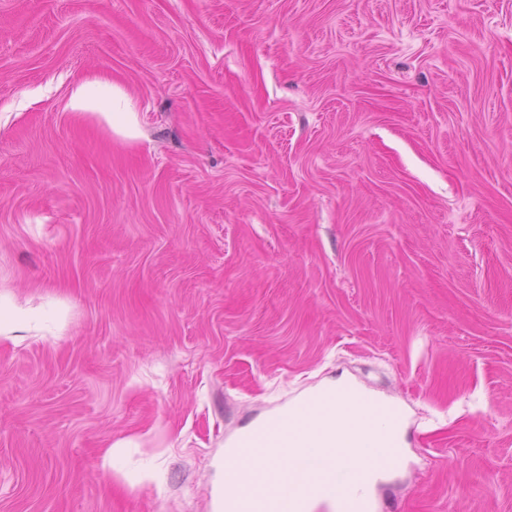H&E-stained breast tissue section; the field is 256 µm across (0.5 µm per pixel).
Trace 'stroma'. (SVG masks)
Masks as SVG:
<instances>
[{"label":"stroma","mask_w":512,"mask_h":512,"mask_svg":"<svg viewBox=\"0 0 512 512\" xmlns=\"http://www.w3.org/2000/svg\"><path fill=\"white\" fill-rule=\"evenodd\" d=\"M0 298V512H221L337 380L380 512H512V0H0ZM43 323L39 320L32 319L26 309L15 305H5L0 301V331L6 333L12 329H20L27 327H38Z\"/></svg>","instance_id":"stroma-1"}]
</instances>
